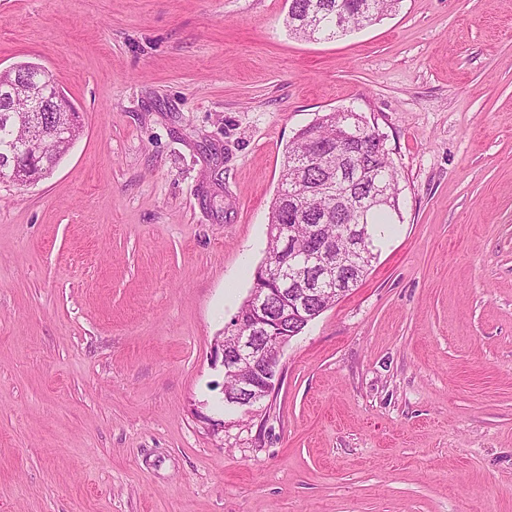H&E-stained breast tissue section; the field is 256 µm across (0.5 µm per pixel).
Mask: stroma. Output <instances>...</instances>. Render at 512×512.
<instances>
[{
    "label": "stroma",
    "instance_id": "stroma-1",
    "mask_svg": "<svg viewBox=\"0 0 512 512\" xmlns=\"http://www.w3.org/2000/svg\"><path fill=\"white\" fill-rule=\"evenodd\" d=\"M287 0H0V71L80 116L0 181V512H512V0L306 41ZM378 126L400 218L362 285L224 406L218 336L287 145ZM65 153L66 150H62L57 141H50L47 153L42 157V159L32 163L34 168L33 174L37 176L39 181L45 178L57 165L60 160L59 156Z\"/></svg>",
    "mask_w": 512,
    "mask_h": 512
}]
</instances>
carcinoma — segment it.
Instances as JSON below:
<instances>
[{
	"mask_svg": "<svg viewBox=\"0 0 512 512\" xmlns=\"http://www.w3.org/2000/svg\"><path fill=\"white\" fill-rule=\"evenodd\" d=\"M397 5L398 0H288L285 24L298 38L330 40L381 20ZM7 106L0 98V169L13 164V155L6 151L15 139L11 113L4 111ZM364 123L365 117L357 112L332 111L300 130L286 147L279 187L269 211L272 230L268 231L264 261L280 264L288 259L290 248L306 253L317 249L318 242L311 237L313 224L322 225L323 236L336 241L338 247L346 246L341 226L359 223L367 184L373 181L384 189L385 200L367 210L362 264L318 301L313 310L316 316L366 277L375 260V233L399 213L397 170L386 146L364 135ZM344 127L351 134L348 139L340 136ZM62 154L58 142H50L47 153L33 163V174L40 180L48 176ZM337 174L348 183L340 198L336 190L325 188V182Z\"/></svg>",
	"mask_w": 512,
	"mask_h": 512,
	"instance_id": "carcinoma-1",
	"label": "carcinoma"
}]
</instances>
